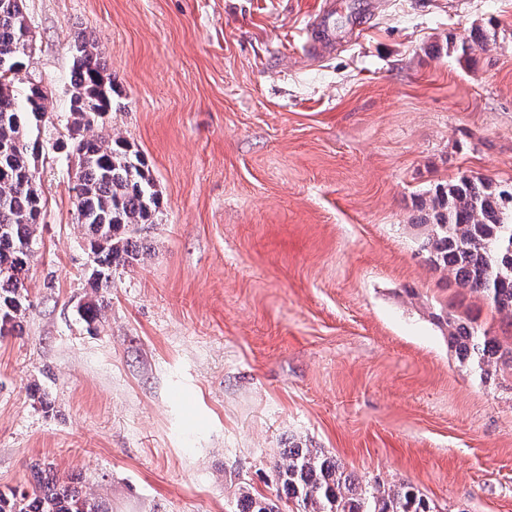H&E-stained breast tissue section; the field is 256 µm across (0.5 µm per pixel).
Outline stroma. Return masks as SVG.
<instances>
[{"label":"stroma","instance_id":"1","mask_svg":"<svg viewBox=\"0 0 512 512\" xmlns=\"http://www.w3.org/2000/svg\"><path fill=\"white\" fill-rule=\"evenodd\" d=\"M361 38L307 63L322 0H24L45 209L22 327L0 337V492L32 466L102 512H239L298 444L410 483L433 512H512V371L459 364L442 315L508 324L427 260L419 201L512 183V0H335ZM494 32L465 55L471 30ZM121 91L109 132L162 193L149 256L76 305L67 118L76 34Z\"/></svg>","mask_w":512,"mask_h":512}]
</instances>
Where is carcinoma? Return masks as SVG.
<instances>
[{"label": "carcinoma", "instance_id": "carcinoma-1", "mask_svg": "<svg viewBox=\"0 0 512 512\" xmlns=\"http://www.w3.org/2000/svg\"><path fill=\"white\" fill-rule=\"evenodd\" d=\"M29 25L23 0H0V336L17 331L30 307L25 281L30 276L36 229L44 208L41 190L27 188L37 173L39 143L28 137L46 115V94L30 82L15 88L16 73L26 67L33 50L24 46ZM487 35L474 28L462 52L484 48ZM71 72V149L75 163V209L93 257L90 288L108 287L112 270L138 264L147 252L133 235L155 223L160 192L140 154L105 127L103 118L120 109L112 74L95 44L74 38ZM418 224L429 228L420 248L456 283L481 294L488 305L512 322V185L504 187L474 176H462L421 202ZM107 302L96 296L77 311L91 325L101 321ZM448 343L462 363L483 377L504 365L512 369V343L446 318ZM277 483L298 512H432L412 486L388 487L345 472L335 459L310 448H286L276 462ZM0 512H99L93 499L69 484L37 480L32 492L0 493ZM241 512H278L270 499L241 493Z\"/></svg>", "mask_w": 512, "mask_h": 512}]
</instances>
